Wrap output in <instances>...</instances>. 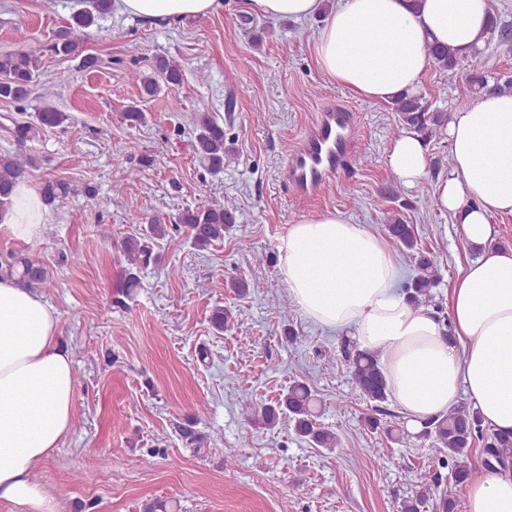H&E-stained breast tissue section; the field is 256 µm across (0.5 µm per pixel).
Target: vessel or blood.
Returning <instances> with one entry per match:
<instances>
[{"instance_id":"b4317fda","label":"vessel or blood","mask_w":512,"mask_h":512,"mask_svg":"<svg viewBox=\"0 0 512 512\" xmlns=\"http://www.w3.org/2000/svg\"><path fill=\"white\" fill-rule=\"evenodd\" d=\"M355 133L353 112L345 105L322 107L311 131L291 150L283 176L296 195L309 197L336 176Z\"/></svg>"}]
</instances>
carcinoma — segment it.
Returning a JSON list of instances; mask_svg holds the SVG:
<instances>
[{
    "label": "carcinoma",
    "instance_id": "carcinoma-1",
    "mask_svg": "<svg viewBox=\"0 0 512 512\" xmlns=\"http://www.w3.org/2000/svg\"><path fill=\"white\" fill-rule=\"evenodd\" d=\"M94 11H81L72 16L67 27L60 30L53 44L57 55L70 56L79 51L85 42L86 29L96 22V15H104L111 8V0H94ZM428 55L433 64L450 74L461 71L467 60L476 62L481 51L471 58L457 55L446 47L427 46ZM38 58L22 49L0 54V100L10 102L17 110H25L31 96L33 83L38 77ZM131 77L146 95L158 93L159 81L178 84L182 80L180 65L169 58H159L150 72L134 71ZM390 108L398 114V130L414 131L429 139L437 130L446 126L450 113L431 109L424 95L399 96L390 101ZM69 116L56 107L46 104L35 113V120L18 123L11 116H4L5 123L0 129L18 146L37 138L47 129L62 126ZM193 138L191 147L193 156L199 165L210 174L224 171V165L231 159V152L225 145L224 126L209 112L192 111L188 118ZM29 159L18 152L0 154V211L8 210L12 203V189L17 180L27 174ZM79 188L63 181H49L43 188V197L47 204H64ZM236 223V214L223 205L214 203L195 210L188 209L178 216V223L171 226L162 218H152L146 238L163 239L170 232H179L180 227L187 228L193 246L205 249L217 242L224 241V232ZM386 229L392 244L405 253L413 264V274L404 282V292L411 302L418 306H427L434 299L433 289L437 287L439 273L437 263L429 252L418 247L414 226L405 223L400 211L391 212ZM123 252L133 267L149 264L152 252L147 243L136 238L123 242ZM8 273L18 272L20 279L31 288H39L47 281L46 269L28 260H17L10 254L0 262ZM351 369L357 388L362 395L373 401L384 403L390 397L387 382L379 368L377 354L358 349L351 356ZM316 398L312 390L302 382L292 384L288 391L272 404H256L243 394V409L250 415H259L267 425H276L286 417L294 426L296 435L318 448H337L339 440L334 432L325 428L319 421L314 408ZM420 435L431 437L435 453L440 456L442 465L448 467V478L456 485L466 481L469 469L461 464V459L470 453L475 440L487 438L486 464L491 461L505 463L512 460V439H505L485 430L479 412L474 406L462 402L447 414L423 422Z\"/></svg>",
    "mask_w": 512,
    "mask_h": 512
}]
</instances>
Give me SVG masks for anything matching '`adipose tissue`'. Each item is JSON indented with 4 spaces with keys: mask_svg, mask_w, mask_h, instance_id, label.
<instances>
[{
    "mask_svg": "<svg viewBox=\"0 0 512 512\" xmlns=\"http://www.w3.org/2000/svg\"><path fill=\"white\" fill-rule=\"evenodd\" d=\"M250 12L301 21L324 15L314 44L330 80L370 100L417 93L432 64L426 45L471 53L487 38L489 0H244ZM223 0H112L118 16L178 22L212 14ZM452 164L434 195L479 256L448 290V324L396 290L400 267L388 243L335 212L289 225L278 247L288 295L303 315L353 330L377 352L386 382L412 427L448 413L460 396L483 425L512 435V248L500 247L494 215H512V93H488L452 112L445 128ZM388 165L408 186L428 166L426 141L402 132ZM51 215L27 181L13 190L0 226L37 238ZM57 309L16 277H0V512H58L33 479L71 432L75 361L58 338ZM467 512H512V467L470 471Z\"/></svg>",
    "mask_w": 512,
    "mask_h": 512,
    "instance_id": "adipose-tissue-1",
    "label": "adipose tissue"
}]
</instances>
